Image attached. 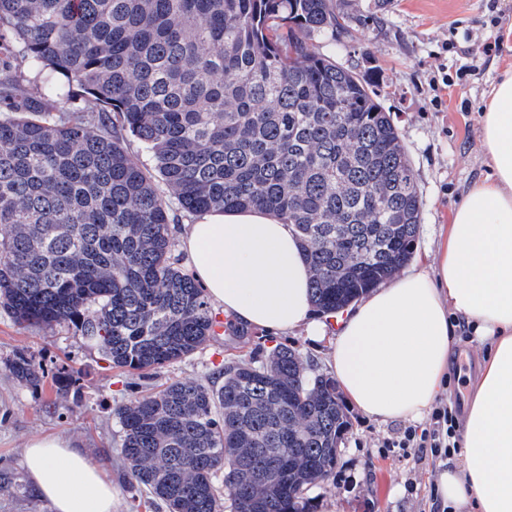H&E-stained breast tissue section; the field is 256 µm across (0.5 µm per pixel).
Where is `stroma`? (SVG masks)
Wrapping results in <instances>:
<instances>
[{"instance_id":"stroma-1","label":"stroma","mask_w":512,"mask_h":512,"mask_svg":"<svg viewBox=\"0 0 512 512\" xmlns=\"http://www.w3.org/2000/svg\"><path fill=\"white\" fill-rule=\"evenodd\" d=\"M355 21L337 34V62L373 85L390 112L413 164L423 199L422 222L410 262H431L450 228L463 194L488 171L481 147L480 118L493 88L512 67V0H344ZM499 41L496 55L481 53ZM457 76L447 95L436 81ZM262 331L244 337L211 338L191 356L163 370L160 382H208L225 359H246L273 347ZM463 358L453 359L443 390L456 408L469 398V385L484 354L480 339L461 332ZM40 367V385H18L6 370L15 353ZM66 382L57 392L56 382ZM146 386L138 376L113 369L66 327L51 330L15 324L0 311V512H51L31 490L21 468L25 443L34 437L74 439L113 487V512H165L146 490L132 486L121 453L116 409ZM348 429L329 477L307 493L311 512H440L435 481L441 469L461 462L465 450L451 449L437 461L412 448L383 447L403 428L400 420L368 419L345 406Z\"/></svg>"}]
</instances>
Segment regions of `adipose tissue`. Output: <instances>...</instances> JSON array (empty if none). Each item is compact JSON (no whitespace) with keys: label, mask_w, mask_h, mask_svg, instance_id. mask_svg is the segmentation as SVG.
I'll use <instances>...</instances> for the list:
<instances>
[{"label":"adipose tissue","mask_w":512,"mask_h":512,"mask_svg":"<svg viewBox=\"0 0 512 512\" xmlns=\"http://www.w3.org/2000/svg\"><path fill=\"white\" fill-rule=\"evenodd\" d=\"M491 166L456 210L433 266L376 289L338 317L336 383L369 418H415L440 392L458 330L488 348L465 409V455L440 473L450 512H512V69L481 117ZM184 263L210 300L242 324L278 336L327 327L309 296V262L288 225L264 211H209L174 228ZM21 466L53 512H112V483L68 439H30Z\"/></svg>","instance_id":"adipose-tissue-1"}]
</instances>
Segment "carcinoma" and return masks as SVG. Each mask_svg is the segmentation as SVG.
<instances>
[{
  "label": "carcinoma",
  "mask_w": 512,
  "mask_h": 512,
  "mask_svg": "<svg viewBox=\"0 0 512 512\" xmlns=\"http://www.w3.org/2000/svg\"><path fill=\"white\" fill-rule=\"evenodd\" d=\"M351 22L340 0H0V309L127 372L192 355L215 313L175 258L173 199L290 226L322 314L398 273L422 220L412 162L372 89L309 44ZM16 56L48 94H20ZM75 83L86 106L65 112ZM7 371L43 378L23 353ZM218 373L118 408L130 479L167 512H221L223 495L308 512L347 428L335 379L285 345Z\"/></svg>",
  "instance_id": "cac0c4a2"
}]
</instances>
